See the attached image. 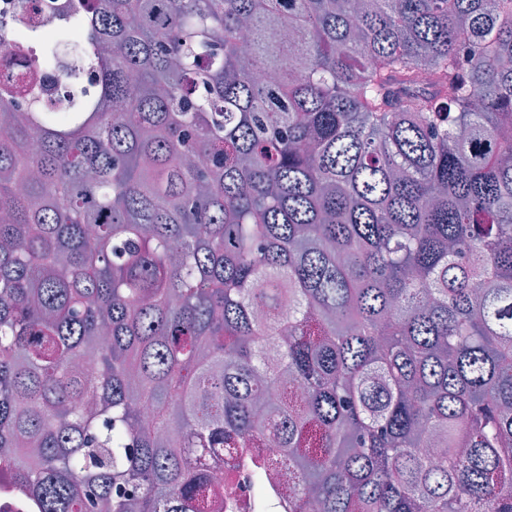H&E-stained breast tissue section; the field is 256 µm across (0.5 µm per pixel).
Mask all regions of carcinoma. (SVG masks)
Wrapping results in <instances>:
<instances>
[{
	"mask_svg": "<svg viewBox=\"0 0 512 512\" xmlns=\"http://www.w3.org/2000/svg\"><path fill=\"white\" fill-rule=\"evenodd\" d=\"M16 39L0 465L38 512H211L203 459L270 444L288 512H512V0H85ZM87 75L86 63L78 56H68L59 70L45 73L39 79L38 88L42 99L48 103L63 104L68 88L72 86L71 78H80Z\"/></svg>",
	"mask_w": 512,
	"mask_h": 512,
	"instance_id": "1",
	"label": "carcinoma"
}]
</instances>
